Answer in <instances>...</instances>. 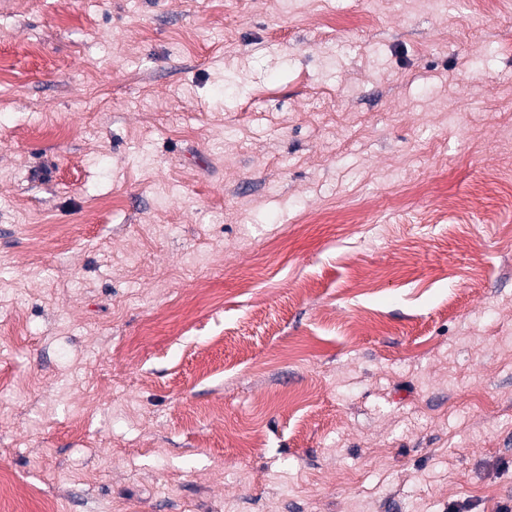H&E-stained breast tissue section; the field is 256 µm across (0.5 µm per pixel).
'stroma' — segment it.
Instances as JSON below:
<instances>
[{
	"label": "stroma",
	"instance_id": "35a3bbf8",
	"mask_svg": "<svg viewBox=\"0 0 512 512\" xmlns=\"http://www.w3.org/2000/svg\"><path fill=\"white\" fill-rule=\"evenodd\" d=\"M0 57L22 512L512 502V0H0Z\"/></svg>",
	"mask_w": 512,
	"mask_h": 512
}]
</instances>
